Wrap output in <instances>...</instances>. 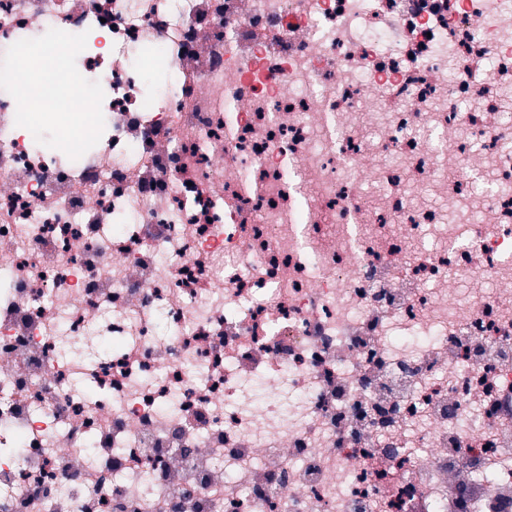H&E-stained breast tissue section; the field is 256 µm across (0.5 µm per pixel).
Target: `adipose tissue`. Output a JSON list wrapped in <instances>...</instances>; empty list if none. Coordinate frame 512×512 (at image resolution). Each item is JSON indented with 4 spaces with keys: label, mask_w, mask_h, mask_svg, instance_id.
I'll return each instance as SVG.
<instances>
[{
    "label": "adipose tissue",
    "mask_w": 512,
    "mask_h": 512,
    "mask_svg": "<svg viewBox=\"0 0 512 512\" xmlns=\"http://www.w3.org/2000/svg\"><path fill=\"white\" fill-rule=\"evenodd\" d=\"M69 54L66 41L57 39L47 47L40 62L21 72L15 86L24 97L39 100L43 113L62 112V102H70V112H62L67 133L62 139L69 146L81 139L91 126L82 106L75 101V91L65 78V65Z\"/></svg>",
    "instance_id": "obj_1"
}]
</instances>
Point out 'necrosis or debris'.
<instances>
[{"instance_id":"obj_1","label":"necrosis or debris","mask_w":512,"mask_h":512,"mask_svg":"<svg viewBox=\"0 0 512 512\" xmlns=\"http://www.w3.org/2000/svg\"><path fill=\"white\" fill-rule=\"evenodd\" d=\"M36 32L98 146L0 84V512H512V0H0L1 73Z\"/></svg>"}]
</instances>
